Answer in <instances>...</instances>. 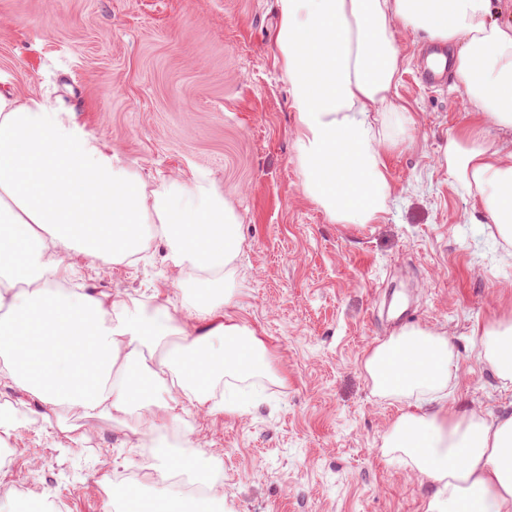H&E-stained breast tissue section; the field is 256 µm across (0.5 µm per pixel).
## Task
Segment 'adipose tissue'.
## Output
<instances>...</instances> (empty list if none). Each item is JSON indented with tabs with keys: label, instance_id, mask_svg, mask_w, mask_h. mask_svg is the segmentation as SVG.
Masks as SVG:
<instances>
[{
	"label": "adipose tissue",
	"instance_id": "ef3b65f1",
	"mask_svg": "<svg viewBox=\"0 0 512 512\" xmlns=\"http://www.w3.org/2000/svg\"><path fill=\"white\" fill-rule=\"evenodd\" d=\"M278 50L296 116L305 194L336 224H376L387 212L386 152L406 142L386 122L403 64L397 32L456 50L453 71L476 126L449 136L443 161L512 248V22L491 0H279ZM396 112V111H395ZM186 291L179 307L73 290L69 251L135 265L152 243ZM242 235L211 182H147L81 128L73 113L0 89V379L51 412L76 407L134 420L135 445L155 451L152 498L138 512H225L219 458L200 465L160 445L179 413L243 412V382L268 375L265 347L224 310L234 298ZM472 340L512 386V320ZM374 394L403 408L385 456L427 480L425 512H512V410L448 409L458 380L448 336L405 327L371 349Z\"/></svg>",
	"mask_w": 512,
	"mask_h": 512
}]
</instances>
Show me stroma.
<instances>
[{
  "instance_id": "1",
  "label": "stroma",
  "mask_w": 512,
  "mask_h": 512,
  "mask_svg": "<svg viewBox=\"0 0 512 512\" xmlns=\"http://www.w3.org/2000/svg\"><path fill=\"white\" fill-rule=\"evenodd\" d=\"M278 0H0V88L73 112L146 181L207 177L244 238L227 316L264 343L284 384L256 380L258 400L228 417L195 410L177 426L187 456L223 459L228 512H424L429 485L389 460L382 437L401 406L373 395L364 360L407 323L446 333L459 385L449 410L512 408L470 337L512 316V259L442 161L468 120L453 82L422 79L423 35L402 32L395 106L412 138L387 152L389 211L334 224L302 191L295 114L277 46ZM165 248L150 263L67 261L86 287L179 304ZM24 417L9 449L5 512L48 498L51 512H120L107 473L138 467L134 422L80 408L65 423L28 390L0 382V409Z\"/></svg>"
}]
</instances>
